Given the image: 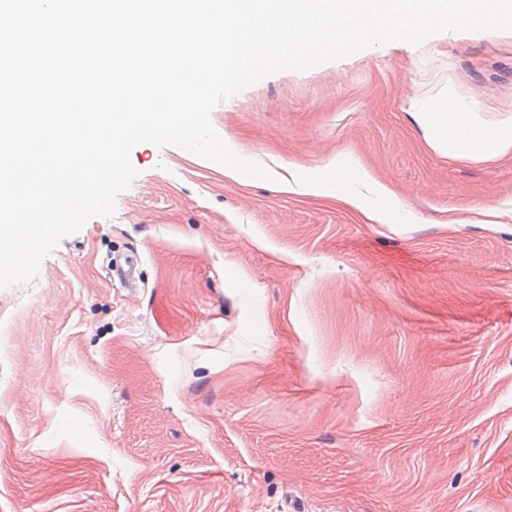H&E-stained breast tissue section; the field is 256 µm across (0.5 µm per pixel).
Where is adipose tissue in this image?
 Returning a JSON list of instances; mask_svg holds the SVG:
<instances>
[{"label":"adipose tissue","mask_w":512,"mask_h":512,"mask_svg":"<svg viewBox=\"0 0 512 512\" xmlns=\"http://www.w3.org/2000/svg\"><path fill=\"white\" fill-rule=\"evenodd\" d=\"M416 122L424 131L428 144L441 153L461 159L485 160L512 156V119H506L496 126L484 125L476 113L462 111L455 101L441 97L432 107L419 109ZM351 167L366 187V194H373L380 200V207L370 212L373 220L389 222L394 212L386 203L393 197L392 190L378 181L358 158L342 160L333 157L319 168L318 172L301 179H291L282 184V192L311 196L324 192V185L339 177L344 167ZM366 194L347 193L340 200L347 207L367 211Z\"/></svg>","instance_id":"ef3b65f1"}]
</instances>
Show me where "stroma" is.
Returning <instances> with one entry per match:
<instances>
[{
    "label": "stroma",
    "mask_w": 512,
    "mask_h": 512,
    "mask_svg": "<svg viewBox=\"0 0 512 512\" xmlns=\"http://www.w3.org/2000/svg\"><path fill=\"white\" fill-rule=\"evenodd\" d=\"M444 93L512 117V31L250 85L211 114L234 180L137 146L114 216L0 287V512H512V157L431 148ZM339 153L406 218L338 201L349 172L279 192ZM348 164L368 191L375 195L378 200L385 202L393 198L392 190L387 185L378 181L372 173L362 165L358 158L350 156Z\"/></svg>",
    "instance_id": "obj_1"
}]
</instances>
